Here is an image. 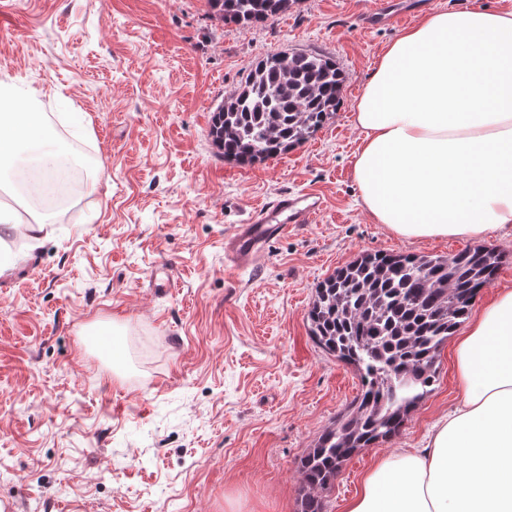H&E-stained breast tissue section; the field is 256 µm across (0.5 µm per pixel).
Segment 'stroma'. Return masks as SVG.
<instances>
[{
	"label": "stroma",
	"instance_id": "stroma-1",
	"mask_svg": "<svg viewBox=\"0 0 512 512\" xmlns=\"http://www.w3.org/2000/svg\"><path fill=\"white\" fill-rule=\"evenodd\" d=\"M375 0H296L262 27L208 19L206 0H0V81L42 89L57 143L95 170L40 245L0 240V497L15 512H300L298 460L361 390L311 338L317 284L362 253L448 255L373 223L352 176L355 100L406 27L369 28ZM315 52L346 80L331 119L256 164L224 161L213 109L269 53ZM321 196L313 223L256 269L224 266V236L285 192ZM474 307L512 288V231ZM177 286L152 288L156 266ZM114 329L111 356L85 334ZM457 403L454 343L393 438L353 455L325 494L343 512L374 460L424 444Z\"/></svg>",
	"mask_w": 512,
	"mask_h": 512
}]
</instances>
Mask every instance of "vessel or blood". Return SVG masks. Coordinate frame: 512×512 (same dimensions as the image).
Listing matches in <instances>:
<instances>
[{
	"label": "vessel or blood",
	"instance_id": "1",
	"mask_svg": "<svg viewBox=\"0 0 512 512\" xmlns=\"http://www.w3.org/2000/svg\"><path fill=\"white\" fill-rule=\"evenodd\" d=\"M323 202L312 193H284L255 211L248 223L235 227L224 239V263L233 271L259 263L270 242L299 224H309L321 213Z\"/></svg>",
	"mask_w": 512,
	"mask_h": 512
}]
</instances>
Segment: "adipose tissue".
I'll list each match as a JSON object with an SVG mask.
<instances>
[{"label": "adipose tissue", "mask_w": 512, "mask_h": 512, "mask_svg": "<svg viewBox=\"0 0 512 512\" xmlns=\"http://www.w3.org/2000/svg\"><path fill=\"white\" fill-rule=\"evenodd\" d=\"M28 85H0V177L52 132ZM362 204L404 239L512 228V8L433 10L380 55L355 105ZM458 403L426 444L378 459L345 512H512V289L454 347Z\"/></svg>", "instance_id": "ef3b65f1"}]
</instances>
